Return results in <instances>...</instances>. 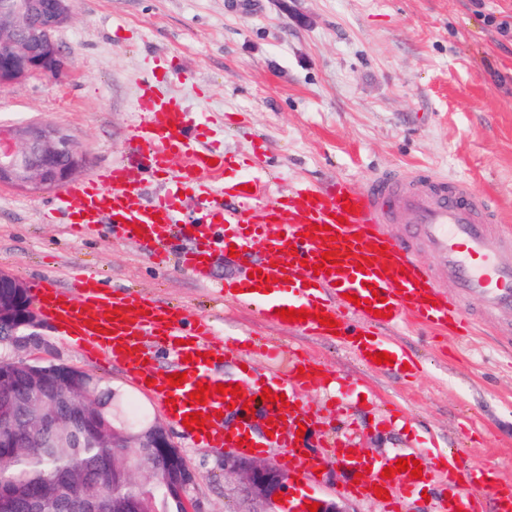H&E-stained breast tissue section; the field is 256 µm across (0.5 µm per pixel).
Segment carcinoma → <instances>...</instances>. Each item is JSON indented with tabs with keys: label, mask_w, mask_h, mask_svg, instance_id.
<instances>
[{
	"label": "carcinoma",
	"mask_w": 512,
	"mask_h": 512,
	"mask_svg": "<svg viewBox=\"0 0 512 512\" xmlns=\"http://www.w3.org/2000/svg\"><path fill=\"white\" fill-rule=\"evenodd\" d=\"M85 374L51 362H36L0 375L9 391L10 416L0 419V488L30 489L38 494L34 512H57V480L68 478L73 492L98 490L100 512H115L135 500L138 512H174L172 478L158 471L135 480L137 465L153 458L154 448H139L134 436L148 428L145 415H123L126 447H112V386L96 379L82 389ZM55 385L52 396L33 397L32 383Z\"/></svg>",
	"instance_id": "cac0c4a2"
}]
</instances>
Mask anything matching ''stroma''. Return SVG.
I'll return each mask as SVG.
<instances>
[{"mask_svg": "<svg viewBox=\"0 0 512 512\" xmlns=\"http://www.w3.org/2000/svg\"><path fill=\"white\" fill-rule=\"evenodd\" d=\"M71 22L54 37L66 58L56 78L0 87V127L47 122L86 158L79 178L125 150L141 80L156 73L204 123L205 141L231 158L228 179L250 172L269 193L304 181L344 178L364 185L389 170L467 179L491 196L512 225V0H74ZM56 188L0 185V272L34 285H67L71 272H97L103 287H131L210 319L231 345L271 338L278 360L254 351L256 373L288 369L293 352L319 369L300 401L315 420L309 447L329 435L367 455L396 448L460 452L512 482V312L486 314L469 336L429 335L414 322L397 331L416 369L387 376L343 346L265 320L257 309L149 259L105 224L71 234L64 217L48 221ZM30 359L64 363L118 388L120 411L159 421L196 475L197 512H263L224 455L192 444L165 410L134 386L124 367L84 356L52 325ZM315 497L349 512H387L384 502L346 492L350 475L323 457Z\"/></svg>", "mask_w": 512, "mask_h": 512, "instance_id": "stroma-1", "label": "stroma"}]
</instances>
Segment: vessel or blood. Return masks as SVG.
<instances>
[{"label": "vessel or blood", "instance_id": "obj_1", "mask_svg": "<svg viewBox=\"0 0 512 512\" xmlns=\"http://www.w3.org/2000/svg\"><path fill=\"white\" fill-rule=\"evenodd\" d=\"M135 109L140 119L129 126L126 144L139 159L140 170L109 165L69 184L58 199V210L67 215L71 229L87 232L111 225L115 236L139 244L160 263L167 261L173 240L185 237L178 262L198 282L243 304L259 305L261 314L274 322L282 308L310 311L303 330L337 338L363 362L388 353L392 364L379 370L389 375L404 373L409 357L398 340L382 335V328L399 326L410 317L426 329L465 332L471 327V313L450 304L444 284L478 298L485 308L512 310V261L502 256L496 209L466 179L390 171L360 187L344 179L328 187L300 183L268 200L260 189L249 192L225 183L227 157L194 146L199 127L181 97L147 80ZM174 166L179 169L174 189L146 196L143 171L159 175ZM185 194L198 202L195 218H185L181 211ZM349 204L354 213L346 212ZM401 219L407 222L404 235H389L385 224ZM419 242L428 246L444 280L415 261ZM382 246L387 249L383 256L378 253ZM328 250L340 263L331 273L320 268ZM232 252L244 258L243 268L215 278V256ZM32 297L56 331L85 354L123 363L131 381L164 404L175 423L201 412L203 428L186 433L191 442L253 454L278 448L298 460L301 483L319 484L320 455L306 452L297 434L299 424L310 421L295 396L297 389L310 385L309 374L294 369L286 376H256L242 370L221 377L216 369L224 363V348L208 320L188 319L182 308L130 290L102 288L93 273L66 287L43 279L34 285ZM359 298L370 300V307L356 306ZM321 313L336 320V327L320 324ZM159 347L170 358L169 371L156 368ZM171 373L185 374L182 385L170 386ZM201 383L229 389L238 385L248 389L251 399L215 392L204 403L191 402V392ZM266 388L284 395V402L262 400ZM262 423L269 424V432L259 431ZM338 455L359 474L354 490L368 496L377 486L394 496L400 488L416 489L442 475L448 490L432 512H453L455 501L475 486L489 491L494 512H512V484L490 482L484 469L478 477H462L454 452L427 459L407 448L385 456H356L342 448ZM401 458L419 461L421 477L406 471L383 477V469Z\"/></svg>", "mask_w": 512, "mask_h": 512}]
</instances>
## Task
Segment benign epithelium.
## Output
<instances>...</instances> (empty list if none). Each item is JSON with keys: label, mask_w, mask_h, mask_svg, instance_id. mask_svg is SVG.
I'll return each mask as SVG.
<instances>
[{"label": "benign epithelium", "mask_w": 512, "mask_h": 512, "mask_svg": "<svg viewBox=\"0 0 512 512\" xmlns=\"http://www.w3.org/2000/svg\"><path fill=\"white\" fill-rule=\"evenodd\" d=\"M73 11V0H0V20L7 23V29L0 33L1 87L32 76L56 77L63 71L64 54L52 33L70 20ZM84 165L85 156L49 123L0 128V185L58 188ZM28 295L23 282L0 272V325L10 327L11 335L16 337L12 344L15 352L40 343L41 324ZM141 447L159 449V466L168 467L171 461H177L173 472L179 490L177 510L193 512L189 492L196 476L170 442L166 429L153 424ZM224 472L239 476L246 494L269 505L268 512H310L302 503L293 506L290 475L280 468L254 461L243 453H226ZM278 493L282 494V504L274 500ZM21 498L18 490L1 493L0 512H17Z\"/></svg>", "instance_id": "benign-epithelium-1"}]
</instances>
